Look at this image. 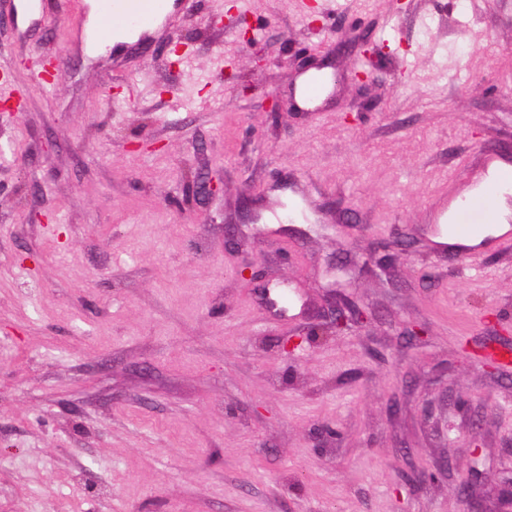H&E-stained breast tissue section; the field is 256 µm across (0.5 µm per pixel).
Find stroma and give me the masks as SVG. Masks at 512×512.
<instances>
[{"instance_id":"stroma-1","label":"stroma","mask_w":512,"mask_h":512,"mask_svg":"<svg viewBox=\"0 0 512 512\" xmlns=\"http://www.w3.org/2000/svg\"><path fill=\"white\" fill-rule=\"evenodd\" d=\"M15 2L0 102L27 103L0 122V512H464L457 477L476 472L507 512L512 377L456 352L512 326V241L463 259L438 218L488 153L512 167V0H316L310 17L302 0H205L111 46L89 0ZM327 39L330 90L276 121L271 98L297 99L307 73L287 56ZM200 170L224 193L190 212ZM296 193L314 221L263 219L245 245L266 257L264 297L224 227L243 200L264 216ZM405 235L389 271L353 281L374 319L325 329L329 262ZM410 321L424 343L400 339ZM403 447L449 475L404 485Z\"/></svg>"}]
</instances>
